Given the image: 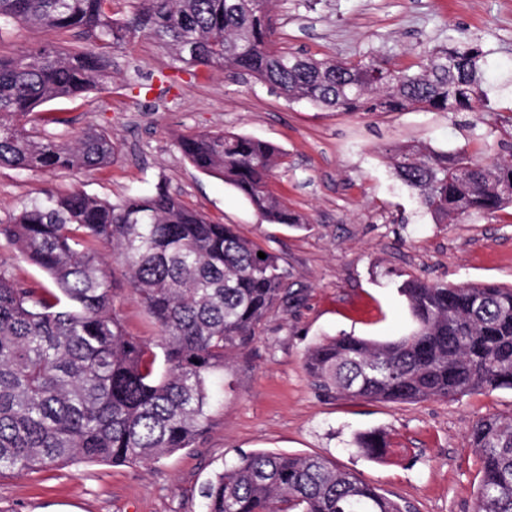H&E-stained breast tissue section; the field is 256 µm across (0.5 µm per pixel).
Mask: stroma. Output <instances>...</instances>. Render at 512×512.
I'll use <instances>...</instances> for the list:
<instances>
[{"label":"stroma","instance_id":"1","mask_svg":"<svg viewBox=\"0 0 512 512\" xmlns=\"http://www.w3.org/2000/svg\"><path fill=\"white\" fill-rule=\"evenodd\" d=\"M277 43L316 59L380 53L409 66L423 50L477 41L486 54L482 112L348 113L291 103L232 71L184 69L139 36L112 53L106 91L61 98L31 117L34 130L68 135L89 126L112 134L111 163L94 171L35 174L0 168V221L42 190L111 201L163 183L213 221L279 255L296 299L276 312L226 377L199 443L159 462L78 463L0 476V512H202L200 487L238 453L318 455L411 512H474L481 460L467 434L489 414L512 413V391L411 403L351 400L316 388L305 361L327 337L385 341L414 323L397 285L412 274L431 283L512 286V209L436 224L393 176L385 149L419 143L488 158L512 150V0H277ZM50 42L83 50L73 33L20 28L0 54ZM148 84L138 93L137 84ZM480 128L484 140L472 137ZM223 130L263 139L285 154L270 181L303 228L271 224L220 179L183 156L182 137ZM127 334L155 339L158 327L128 286L115 295ZM381 431L389 453L351 448L354 433Z\"/></svg>","mask_w":512,"mask_h":512}]
</instances>
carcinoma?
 Returning a JSON list of instances; mask_svg holds the SVG:
<instances>
[{
    "mask_svg": "<svg viewBox=\"0 0 512 512\" xmlns=\"http://www.w3.org/2000/svg\"><path fill=\"white\" fill-rule=\"evenodd\" d=\"M276 0H0V37L37 27L76 31L89 47L51 43L0 55V168L36 173L98 170L112 135L88 127L70 139L27 128L60 97L106 90L110 53L141 34L184 67L230 68L288 101L343 112H474L487 98L485 52L472 40L425 52L417 69L377 55L317 60L275 44ZM179 147L199 172L240 192L270 224L304 218L269 189L284 154L275 144L214 131ZM396 178L437 224L512 207V154L483 160L465 149L405 145ZM44 276L25 281L0 266V473L78 463H156L190 448L209 420L214 380L247 349L274 312L288 308V269L277 254L219 224L160 185L113 203L46 190L19 204L0 238ZM103 243L111 254L95 248ZM264 253L261 259L258 253ZM125 280L159 327L158 340L128 335L115 308ZM398 290L412 333L376 341L343 334L306 358L313 383L352 399L415 402L512 390V287L431 284ZM482 461L475 512H512V414L478 420L468 433ZM352 447L380 457L382 433ZM204 512H407L320 456L242 454L202 486Z\"/></svg>",
    "mask_w": 512,
    "mask_h": 512,
    "instance_id": "cac0c4a2",
    "label": "carcinoma"
}]
</instances>
